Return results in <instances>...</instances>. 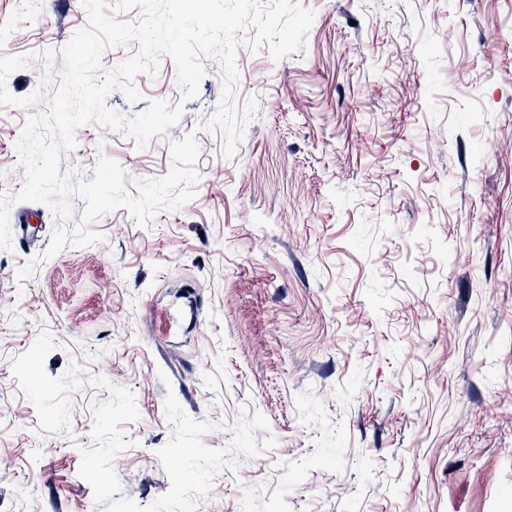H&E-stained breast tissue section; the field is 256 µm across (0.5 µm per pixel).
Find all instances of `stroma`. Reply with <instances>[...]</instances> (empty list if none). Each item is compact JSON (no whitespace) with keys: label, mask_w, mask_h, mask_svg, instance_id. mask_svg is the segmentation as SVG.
<instances>
[{"label":"stroma","mask_w":512,"mask_h":512,"mask_svg":"<svg viewBox=\"0 0 512 512\" xmlns=\"http://www.w3.org/2000/svg\"><path fill=\"white\" fill-rule=\"evenodd\" d=\"M301 2L304 50H238L236 96L258 111L233 157L206 127L219 63L186 102L166 55L137 76L138 102L106 104L179 103L176 125L139 149L88 124L62 156L86 181L115 160L131 190L194 135L191 201L145 226L116 209L90 225L102 242L47 261L62 222L11 206L42 240L0 250V512H104L79 468L113 385L139 414L117 477L142 506L171 486V392L212 423L209 448H229L246 411L275 441L237 455L196 512H512V0ZM87 24L82 0H0V55L31 58L8 90L36 91L43 53L62 69ZM46 110L0 108V192L21 189L16 143ZM71 207L69 228L85 203Z\"/></svg>","instance_id":"stroma-1"}]
</instances>
